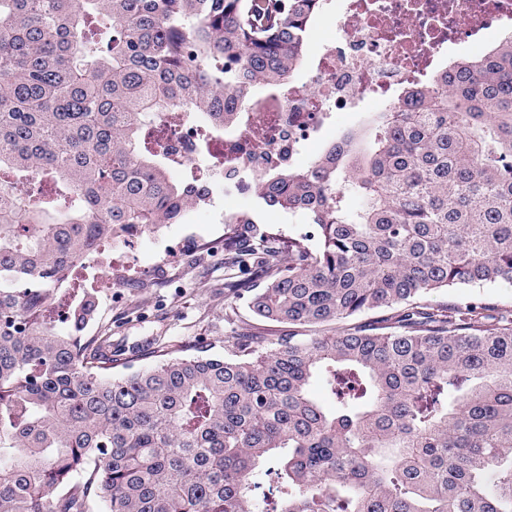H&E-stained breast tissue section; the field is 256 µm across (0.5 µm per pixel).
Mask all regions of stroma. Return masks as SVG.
Returning a JSON list of instances; mask_svg holds the SVG:
<instances>
[{
    "label": "stroma",
    "instance_id": "stroma-1",
    "mask_svg": "<svg viewBox=\"0 0 512 512\" xmlns=\"http://www.w3.org/2000/svg\"><path fill=\"white\" fill-rule=\"evenodd\" d=\"M237 209L257 215V223L237 227L242 238L255 243L270 233L285 238L310 230L301 215L260 205L255 192L240 198L225 197L224 186L218 183L209 203L190 209L182 223L163 225L128 244L105 246L104 268L97 278L79 275L78 284L98 294L99 322L111 327L113 342L140 345L134 368L154 363L153 337H163L176 353L197 345L221 355L232 336L255 324L247 295L231 300L224 294L228 277L250 286L259 283L252 272L224 262L223 220ZM121 265L131 266V277L111 282L109 267ZM475 298L512 312V283L443 289L433 293L430 300L448 305Z\"/></svg>",
    "mask_w": 512,
    "mask_h": 512
}]
</instances>
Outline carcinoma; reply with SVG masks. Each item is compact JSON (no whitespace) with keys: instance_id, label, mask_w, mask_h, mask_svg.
Returning <instances> with one entry per match:
<instances>
[{"instance_id":"obj_1","label":"carcinoma","mask_w":512,"mask_h":512,"mask_svg":"<svg viewBox=\"0 0 512 512\" xmlns=\"http://www.w3.org/2000/svg\"><path fill=\"white\" fill-rule=\"evenodd\" d=\"M324 6L0 0V512H512V316L427 300L512 283V38L403 91L363 147L259 179L315 226L250 289L287 335L253 326L222 356L158 339L132 371L108 328L84 335L94 293L52 287L209 201L171 180L167 140L286 97ZM224 252L252 245L229 226Z\"/></svg>"}]
</instances>
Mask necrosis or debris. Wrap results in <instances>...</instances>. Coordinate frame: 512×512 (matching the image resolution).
<instances>
[{"label": "necrosis or debris", "mask_w": 512, "mask_h": 512, "mask_svg": "<svg viewBox=\"0 0 512 512\" xmlns=\"http://www.w3.org/2000/svg\"><path fill=\"white\" fill-rule=\"evenodd\" d=\"M336 32L323 39L306 82L261 101L224 135V171L258 177L295 163L331 113L394 98L416 75L441 73L490 29L512 30V0H334Z\"/></svg>", "instance_id": "necrosis-or-debris-1"}]
</instances>
